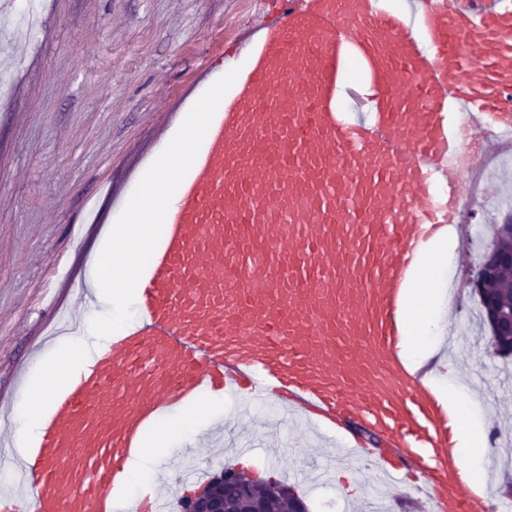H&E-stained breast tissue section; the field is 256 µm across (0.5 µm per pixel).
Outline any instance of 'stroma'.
I'll list each match as a JSON object with an SVG mask.
<instances>
[{"mask_svg": "<svg viewBox=\"0 0 512 512\" xmlns=\"http://www.w3.org/2000/svg\"><path fill=\"white\" fill-rule=\"evenodd\" d=\"M253 9L252 0H44L43 33L12 63L20 100L0 107V384L16 370L36 371L31 347L52 320L46 298L60 273L85 276L99 223L112 212L105 186L127 182L137 147L213 54L228 67L244 64L231 46ZM477 334L480 345L458 361L481 387L473 400L512 410V357L492 352L488 329ZM244 414L225 397L224 433L262 466L281 447L285 469L272 481L292 486L308 512H354L335 478L308 485L315 433L295 429L274 406L252 429ZM483 452L494 512H505L512 499L497 485L512 477V428L490 427Z\"/></svg>", "mask_w": 512, "mask_h": 512, "instance_id": "35a3bbf8", "label": "stroma"}]
</instances>
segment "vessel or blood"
I'll return each instance as SVG.
<instances>
[{"label":"vessel or blood","instance_id":"b4317fda","mask_svg":"<svg viewBox=\"0 0 512 512\" xmlns=\"http://www.w3.org/2000/svg\"><path fill=\"white\" fill-rule=\"evenodd\" d=\"M248 64L176 191L130 328L19 462L24 512H129L144 431L221 390L310 419L428 512H491L403 356L420 248L512 140V0H258ZM158 464L142 512L202 480Z\"/></svg>","mask_w":512,"mask_h":512}]
</instances>
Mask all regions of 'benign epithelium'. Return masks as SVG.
<instances>
[{"instance_id": "1", "label": "benign epithelium", "mask_w": 512, "mask_h": 512, "mask_svg": "<svg viewBox=\"0 0 512 512\" xmlns=\"http://www.w3.org/2000/svg\"><path fill=\"white\" fill-rule=\"evenodd\" d=\"M502 272L512 276V249L494 252L469 285L492 313L497 335L512 336V312L500 309L488 292L491 281ZM270 491L288 499L289 512H306V506L288 492V487L274 483ZM190 502L192 512H266V503L256 495L253 479L240 471L227 468L208 482L207 490L190 497Z\"/></svg>"}]
</instances>
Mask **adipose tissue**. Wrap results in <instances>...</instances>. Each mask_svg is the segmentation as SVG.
Listing matches in <instances>:
<instances>
[{
	"instance_id": "adipose-tissue-1",
	"label": "adipose tissue",
	"mask_w": 512,
	"mask_h": 512,
	"mask_svg": "<svg viewBox=\"0 0 512 512\" xmlns=\"http://www.w3.org/2000/svg\"><path fill=\"white\" fill-rule=\"evenodd\" d=\"M449 246L445 232H438L432 238L418 273L419 285L408 292L404 317V354L408 363L416 367L436 355L431 335L442 322L445 310L434 290L423 289L422 284L434 280L437 270L447 265ZM459 374V369L453 363L443 364L438 372V389L457 420V450L466 461L468 479L475 491L482 492L487 488L485 461L478 454L477 447L487 433L486 415L477 410L463 392ZM223 406L224 394L216 391L212 393L206 408L201 409L194 404L186 406L149 429L142 440L143 451L133 464V476L149 480L157 460L166 452L169 443L184 436L198 422L201 414L219 416Z\"/></svg>"
}]
</instances>
